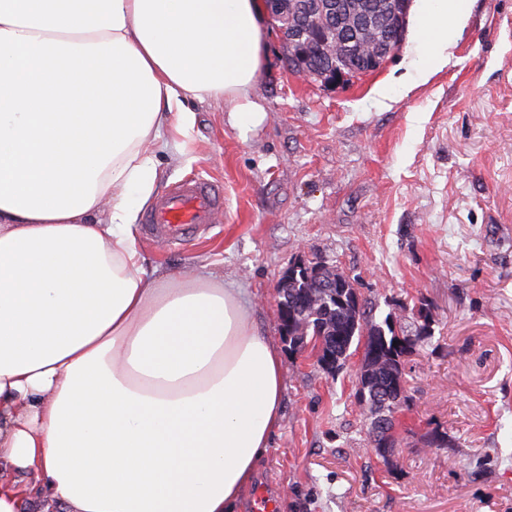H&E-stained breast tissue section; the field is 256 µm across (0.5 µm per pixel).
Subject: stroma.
I'll return each instance as SVG.
<instances>
[{"label": "stroma", "instance_id": "35a3bbf8", "mask_svg": "<svg viewBox=\"0 0 512 512\" xmlns=\"http://www.w3.org/2000/svg\"><path fill=\"white\" fill-rule=\"evenodd\" d=\"M265 52L248 140L195 102L183 159L158 151V191L202 179L224 215L188 243L137 232L147 265L235 282L278 343L282 273L321 261L355 278L368 319L410 330L422 307L433 338L406 359L385 458L354 398L361 349L333 377L284 353L281 426L239 512L260 490L276 512H512V0H475L447 67L383 104L372 90L405 75L404 47L334 84L289 65L272 21ZM436 431L454 447H423Z\"/></svg>", "mask_w": 512, "mask_h": 512}]
</instances>
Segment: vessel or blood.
Segmentation results:
<instances>
[{"instance_id": "1", "label": "vessel or blood", "mask_w": 512, "mask_h": 512, "mask_svg": "<svg viewBox=\"0 0 512 512\" xmlns=\"http://www.w3.org/2000/svg\"><path fill=\"white\" fill-rule=\"evenodd\" d=\"M223 210L224 193L218 186L188 180L174 184L158 198L145 223L150 234L183 240L218 223Z\"/></svg>"}]
</instances>
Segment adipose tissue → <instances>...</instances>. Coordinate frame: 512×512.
Listing matches in <instances>:
<instances>
[{"label":"adipose tissue","instance_id":"1","mask_svg":"<svg viewBox=\"0 0 512 512\" xmlns=\"http://www.w3.org/2000/svg\"><path fill=\"white\" fill-rule=\"evenodd\" d=\"M473 0H413L407 73ZM265 0H0V512H237L281 425L283 359L218 274L146 267L153 146L188 101L266 111Z\"/></svg>","mask_w":512,"mask_h":512}]
</instances>
